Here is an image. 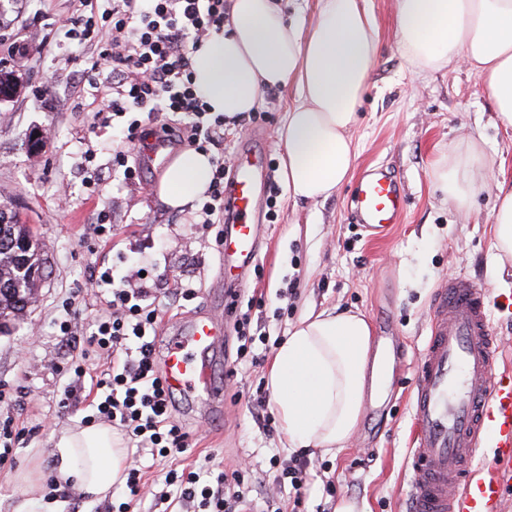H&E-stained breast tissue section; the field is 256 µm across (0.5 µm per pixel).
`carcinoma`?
<instances>
[{"label":"carcinoma","mask_w":512,"mask_h":512,"mask_svg":"<svg viewBox=\"0 0 512 512\" xmlns=\"http://www.w3.org/2000/svg\"><path fill=\"white\" fill-rule=\"evenodd\" d=\"M42 244L29 225L0 207V333L10 329L36 297Z\"/></svg>","instance_id":"1"}]
</instances>
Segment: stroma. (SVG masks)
Segmentation results:
<instances>
[{
  "mask_svg": "<svg viewBox=\"0 0 512 512\" xmlns=\"http://www.w3.org/2000/svg\"><path fill=\"white\" fill-rule=\"evenodd\" d=\"M378 39V56L352 133L357 161L351 177L327 199L296 201L288 195L280 160L279 130L291 101L288 91L266 90L253 119L226 123L224 159L234 164L241 148L265 155L267 173L279 189L275 219L264 224L257 261L260 274H248L244 296L263 300L265 341L256 344V367L234 366L226 355L222 376L224 406L212 411L177 398L175 415L193 434V445L181 454V466L204 462L226 469L244 458L253 470L250 497L262 512L269 481L268 460L289 461L280 429L268 430L262 417L272 416L265 402L266 374L273 354L289 328L302 316L324 308L358 310L369 319L373 336L388 331L404 347L406 361L391 386L367 400L359 427L347 448L336 456L305 451L309 462L306 512H406L407 461L412 448L410 397L416 363L428 332L433 296L449 275L462 272L492 297L512 295V265H501L494 249L492 213L495 183L512 181V128L498 124L492 102L467 67L416 77L396 40L397 0H364ZM76 0H0V17L35 28H55L57 20L76 8ZM76 42L57 32L50 51L31 53L14 64L18 79L14 97L0 101V204L19 211L44 244V277L35 301L10 332L0 334V386L23 387L20 405L9 414L31 427L28 441L15 448L11 462L0 465V512H12L16 488L12 476L38 465L41 479L54 475L52 433L80 424L86 406L59 413L63 385L55 366L72 352L60 342L55 322L69 288L83 277L93 259L80 236L94 210L112 206L118 217L113 248L133 253L145 237L167 243L163 252L143 251L145 261L174 277L195 275L196 299L167 307L157 330V345L189 317L223 313L219 284V251L198 239L189 219L196 207L174 209L159 197L157 171H146V192L127 187L111 165V128L81 140L84 115L46 104L34 93L45 79L65 89L74 78ZM52 136H45V128ZM476 141L485 156L484 184L466 208L444 201L435 190L431 169L441 150ZM383 166L401 184L405 210L398 224L373 237L352 220V198L363 172ZM101 169L105 182L89 196L82 184L86 169ZM71 185L73 204L59 211L55 190ZM335 495H326V482Z\"/></svg>",
  "mask_w": 512,
  "mask_h": 512,
  "instance_id": "1",
  "label": "stroma"
}]
</instances>
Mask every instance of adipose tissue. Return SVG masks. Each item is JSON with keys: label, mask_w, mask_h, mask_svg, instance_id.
<instances>
[{"label": "adipose tissue", "mask_w": 512, "mask_h": 512, "mask_svg": "<svg viewBox=\"0 0 512 512\" xmlns=\"http://www.w3.org/2000/svg\"><path fill=\"white\" fill-rule=\"evenodd\" d=\"M397 32L416 75L467 65L512 127V0H397ZM377 59L374 23L361 0H319L312 21L286 20L276 0H231L224 31L193 53L195 84L213 112L234 120L254 111L270 88L291 91L282 129L281 168L288 194L317 201L336 193L356 160L351 133ZM485 158L477 144L441 155L432 178L444 198L463 205L479 186ZM212 176L208 154L175 156L158 185L182 208ZM498 260H512V181L496 185ZM371 326L359 311L324 308L303 317L275 352L267 373L281 429L291 448L336 454L360 421L368 393L384 380L370 358ZM60 482L92 498L111 494L127 450L111 426L66 427L56 438Z\"/></svg>", "instance_id": "1"}]
</instances>
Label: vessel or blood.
<instances>
[{"label":"vessel or blood","mask_w":512,"mask_h":512,"mask_svg":"<svg viewBox=\"0 0 512 512\" xmlns=\"http://www.w3.org/2000/svg\"><path fill=\"white\" fill-rule=\"evenodd\" d=\"M262 189L259 161L240 152L224 196L232 217L221 250L224 282L238 281L258 256L256 201ZM353 204L357 223L381 233L398 223L404 200L396 177L377 166L361 176ZM227 333L222 318L209 312L180 324L163 352L166 386L220 409L224 389L214 363ZM499 351L488 292L466 275L449 276L432 300L412 394L408 512H503L504 488L512 483V369L500 368ZM487 446L497 463L477 469Z\"/></svg>","instance_id":"vessel-or-blood-1"}]
</instances>
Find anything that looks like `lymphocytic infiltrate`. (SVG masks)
<instances>
[{
    "label": "lymphocytic infiltrate",
    "mask_w": 512,
    "mask_h": 512,
    "mask_svg": "<svg viewBox=\"0 0 512 512\" xmlns=\"http://www.w3.org/2000/svg\"><path fill=\"white\" fill-rule=\"evenodd\" d=\"M229 11V0H80L79 8L59 24L68 39L88 49L80 63L97 109L84 133L111 127L118 140L112 168L126 185L145 186L141 166L129 162L130 153L141 146L143 120L155 122L159 139L212 153V178L193 218L204 239L224 221L229 168L217 153L224 144V117L212 114L196 89L192 53L195 45L223 30ZM161 291L177 303L198 296L192 276L147 275L136 259L119 278L112 268L92 262L63 302L59 337L76 354L62 369L68 381L58 405L66 411L89 403L93 412L84 424L112 425L133 449L125 482L102 512H134L146 495L145 456L174 459L190 446V432L173 418L175 396L157 361L160 309L155 301ZM90 300L95 314L86 319L81 306ZM269 465L273 487L267 503L289 488L291 512H300L308 478L305 462L295 458L284 464L273 457ZM162 485L160 499L193 505L194 512H243L247 504L248 484L240 468L217 472L209 466L195 471L174 466L164 473Z\"/></svg>",
    "instance_id": "f902f5d3"
}]
</instances>
